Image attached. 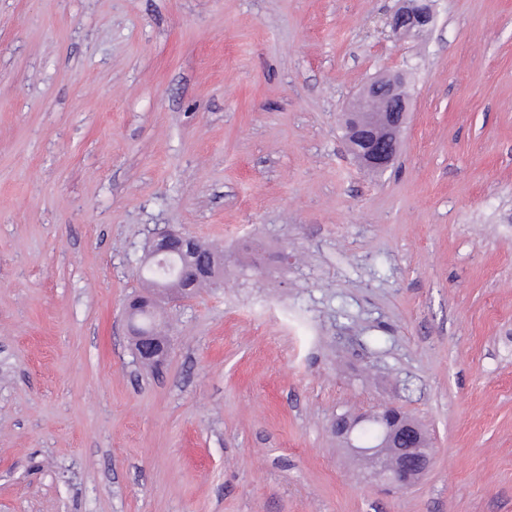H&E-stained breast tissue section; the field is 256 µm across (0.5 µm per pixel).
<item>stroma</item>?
Segmentation results:
<instances>
[{"label": "stroma", "mask_w": 512, "mask_h": 512, "mask_svg": "<svg viewBox=\"0 0 512 512\" xmlns=\"http://www.w3.org/2000/svg\"><path fill=\"white\" fill-rule=\"evenodd\" d=\"M0 0V512H512V0ZM402 150L340 114L380 73ZM224 254L123 322L148 232ZM395 404L389 490L333 420ZM431 0H401V6L389 15L391 34L401 40L419 36L433 22ZM409 109L401 76L374 79L348 103L341 116L344 143L363 169L383 173L393 164ZM333 427L348 448L394 487L412 486L432 464L433 448L424 428L396 405L355 417H337ZM366 428L375 432L368 443L361 439Z\"/></svg>", "instance_id": "obj_1"}]
</instances>
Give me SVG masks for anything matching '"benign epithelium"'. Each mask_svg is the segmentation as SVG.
<instances>
[{"label": "benign epithelium", "mask_w": 512, "mask_h": 512, "mask_svg": "<svg viewBox=\"0 0 512 512\" xmlns=\"http://www.w3.org/2000/svg\"><path fill=\"white\" fill-rule=\"evenodd\" d=\"M431 0H401L389 15L391 34L401 40L422 34L433 22ZM410 109L407 82L400 76L374 79L342 112L344 143L359 165L382 173L394 162L400 148V135ZM174 251L180 253L184 271L176 288L167 283L157 291L143 292L126 306L133 354L142 364H155L170 351V339L141 324L144 314H154L159 301L185 302L195 296L203 281L217 287L221 279L209 275L215 257L205 253L192 236L173 229L152 232L144 263L161 265ZM336 435L363 458L375 472L397 488H408L419 481L433 461V448L424 428L396 405H385L355 417L341 416L333 422Z\"/></svg>", "instance_id": "obj_1"}]
</instances>
